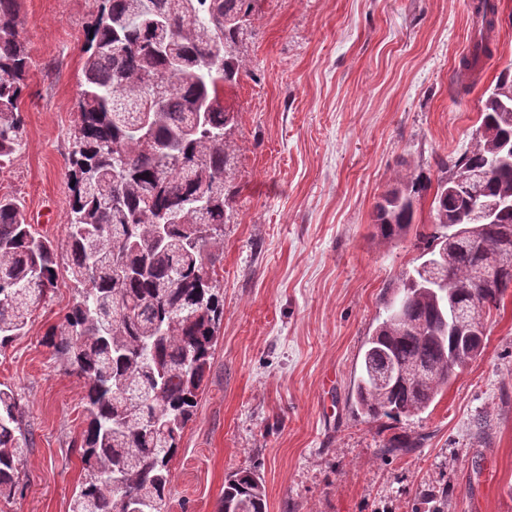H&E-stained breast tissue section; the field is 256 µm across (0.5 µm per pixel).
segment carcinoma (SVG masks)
Returning a JSON list of instances; mask_svg holds the SVG:
<instances>
[{
  "instance_id": "cac0c4a2",
  "label": "carcinoma",
  "mask_w": 512,
  "mask_h": 512,
  "mask_svg": "<svg viewBox=\"0 0 512 512\" xmlns=\"http://www.w3.org/2000/svg\"><path fill=\"white\" fill-rule=\"evenodd\" d=\"M258 0H99L87 40L77 120L68 157L67 272L79 297L43 343L64 356L86 387V428L78 452L87 475L69 512H128L121 486L144 491L145 512H167L171 463L197 406L224 317L215 254L224 241L234 153L229 131L238 113L224 97L246 68L240 44ZM22 0H0V165L20 150V103L30 54L18 25ZM480 27L462 71L492 54L495 0H477ZM471 149L440 160L432 224L470 227L444 248L426 236L424 255L444 254L445 287L422 283L419 269L393 292L365 342L355 401L373 420L426 411L456 373L448 357L466 355L440 327L448 304L497 310L512 288V209L491 221L467 217L464 176L493 167L482 185L490 201L512 200V72L503 71L481 101ZM375 206L377 236L400 241L415 224V200L428 185L412 173ZM498 267L489 292L475 280L479 264ZM56 245L36 233L23 208L0 198V350L24 334L31 314L57 284ZM27 424L15 390L0 383V498L13 497L26 451ZM416 441L394 439L380 454L403 455ZM218 512H267L264 483L252 468L224 480Z\"/></svg>"
}]
</instances>
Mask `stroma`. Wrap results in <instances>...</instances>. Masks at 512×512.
Returning a JSON list of instances; mask_svg holds the SVG:
<instances>
[{
    "instance_id": "obj_1",
    "label": "stroma",
    "mask_w": 512,
    "mask_h": 512,
    "mask_svg": "<svg viewBox=\"0 0 512 512\" xmlns=\"http://www.w3.org/2000/svg\"><path fill=\"white\" fill-rule=\"evenodd\" d=\"M475 0H258L241 44L236 197L215 255L224 319L177 456L169 512H217L228 473L253 467L268 512H512V290L485 317L481 355L428 410L373 421L354 402L362 347L425 243L383 242L375 205L409 170L471 146L481 101L512 68V0H496L494 52L460 73ZM97 0H23L31 66L22 147L0 169L36 229L68 237L66 176ZM75 295L67 272L26 335L0 351L28 424L15 496L0 512H69L84 470L81 379L43 342ZM425 435L383 457L388 439Z\"/></svg>"
}]
</instances>
